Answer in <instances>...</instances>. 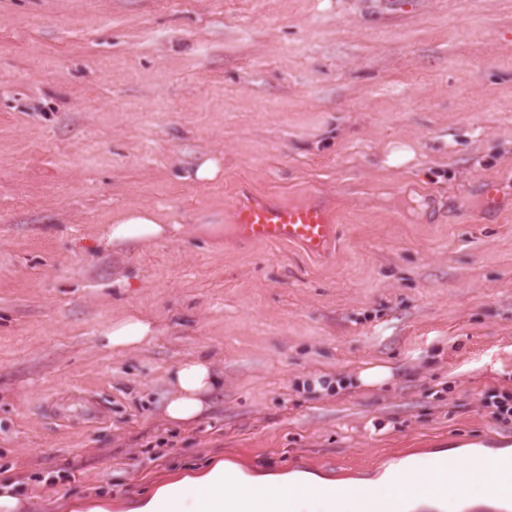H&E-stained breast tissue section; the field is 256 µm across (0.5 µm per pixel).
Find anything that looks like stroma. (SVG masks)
<instances>
[{
  "label": "stroma",
  "instance_id": "stroma-1",
  "mask_svg": "<svg viewBox=\"0 0 512 512\" xmlns=\"http://www.w3.org/2000/svg\"><path fill=\"white\" fill-rule=\"evenodd\" d=\"M206 156L220 179L186 180ZM247 192L323 201L334 242L238 240ZM135 207L174 238L108 244ZM130 311L157 336L106 349ZM201 355L224 389L171 423L167 375ZM507 395L512 0H0V477L24 512H124L218 461L347 480L500 448Z\"/></svg>",
  "mask_w": 512,
  "mask_h": 512
}]
</instances>
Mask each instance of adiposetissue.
<instances>
[{
    "label": "adipose tissue",
    "mask_w": 512,
    "mask_h": 512,
    "mask_svg": "<svg viewBox=\"0 0 512 512\" xmlns=\"http://www.w3.org/2000/svg\"><path fill=\"white\" fill-rule=\"evenodd\" d=\"M175 227L161 223L157 213L146 207L128 209L107 229L106 237L116 245L154 242L170 238ZM156 334L153 322L139 312H130L112 320L102 331L105 346L124 352L142 346ZM172 393L165 404L167 418L188 422L200 417L208 407V398L220 390L224 380L206 357H195L177 364L168 374ZM444 462L449 480L465 478L474 501H483L495 479L493 470L482 468L478 456L459 450L427 454L424 469L426 484H434L437 462ZM316 488V496L293 501L290 512H387L386 506L397 487L386 477L346 480L345 485L363 491L366 504L354 495L330 500L319 495V488L329 486L324 477L309 473L288 475L258 474L243 476L233 465L215 464L210 469L185 476L159 486L147 498L135 503L128 512H243L246 501L261 493L269 497L288 498L294 483Z\"/></svg>",
    "instance_id": "adipose-tissue-1"
}]
</instances>
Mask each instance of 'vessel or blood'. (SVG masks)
Returning a JSON list of instances; mask_svg holds the SVG:
<instances>
[{
    "instance_id": "b4317fda",
    "label": "vessel or blood",
    "mask_w": 512,
    "mask_h": 512,
    "mask_svg": "<svg viewBox=\"0 0 512 512\" xmlns=\"http://www.w3.org/2000/svg\"><path fill=\"white\" fill-rule=\"evenodd\" d=\"M233 230L246 242H281L301 245L308 253L323 254L336 236V226L327 209L310 200L287 205L263 198H249L238 203ZM400 486L413 490L415 496H437L461 506L462 512H506L512 505V476H500L487 490L489 505H470L466 484L453 482L439 486L424 484L419 473L398 476Z\"/></svg>"
}]
</instances>
